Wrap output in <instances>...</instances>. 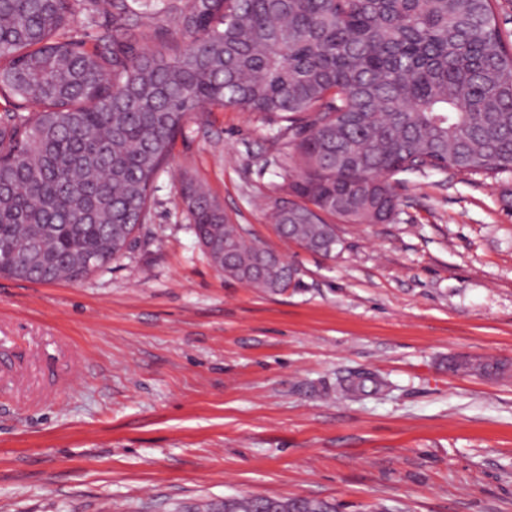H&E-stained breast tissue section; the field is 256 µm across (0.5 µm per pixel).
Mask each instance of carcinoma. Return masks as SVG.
I'll list each match as a JSON object with an SVG mask.
<instances>
[{
    "instance_id": "1",
    "label": "carcinoma",
    "mask_w": 512,
    "mask_h": 512,
    "mask_svg": "<svg viewBox=\"0 0 512 512\" xmlns=\"http://www.w3.org/2000/svg\"><path fill=\"white\" fill-rule=\"evenodd\" d=\"M161 47L128 31V0H90L112 29L64 37L74 0H0V276L80 280L120 258L186 116L206 105L286 123L268 208L326 256L335 223L385 224L399 174L512 172V47L493 0H148ZM182 196L215 268L282 293L292 267L251 241L192 178ZM506 363L478 361L498 377ZM328 500L229 497L222 512H338Z\"/></svg>"
}]
</instances>
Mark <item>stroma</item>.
<instances>
[{"instance_id":"obj_1","label":"stroma","mask_w":512,"mask_h":512,"mask_svg":"<svg viewBox=\"0 0 512 512\" xmlns=\"http://www.w3.org/2000/svg\"><path fill=\"white\" fill-rule=\"evenodd\" d=\"M289 140L257 113H190L124 255L76 282L0 277V512H184L252 493L342 512H512V173L401 174L388 224L325 256L262 208ZM191 177L295 288L225 278ZM360 372L381 392L343 397Z\"/></svg>"}]
</instances>
